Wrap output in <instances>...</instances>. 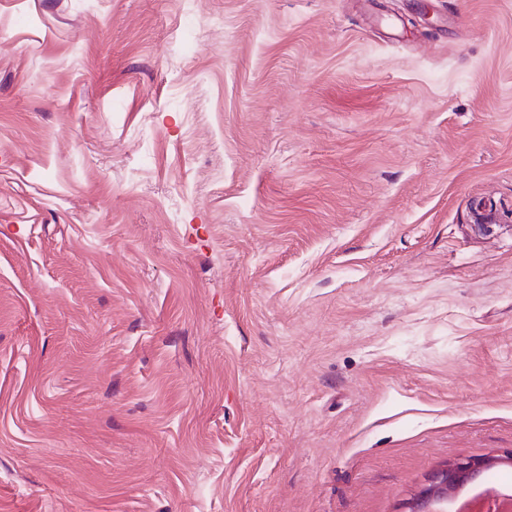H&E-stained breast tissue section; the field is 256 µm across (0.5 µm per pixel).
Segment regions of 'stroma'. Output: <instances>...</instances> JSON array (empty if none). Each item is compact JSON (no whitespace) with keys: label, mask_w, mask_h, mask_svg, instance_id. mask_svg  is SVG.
<instances>
[{"label":"stroma","mask_w":512,"mask_h":512,"mask_svg":"<svg viewBox=\"0 0 512 512\" xmlns=\"http://www.w3.org/2000/svg\"><path fill=\"white\" fill-rule=\"evenodd\" d=\"M510 453L512 0H0V512Z\"/></svg>","instance_id":"35a3bbf8"}]
</instances>
